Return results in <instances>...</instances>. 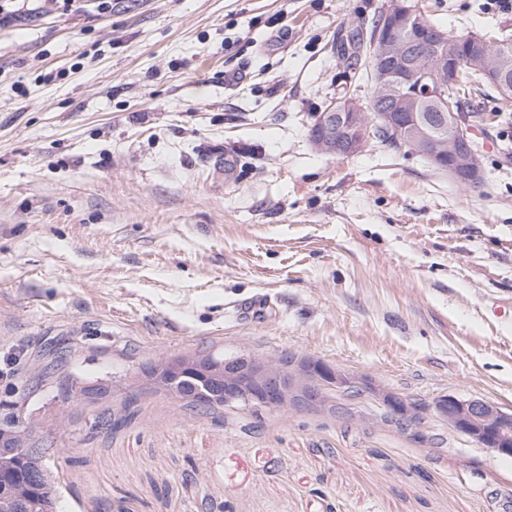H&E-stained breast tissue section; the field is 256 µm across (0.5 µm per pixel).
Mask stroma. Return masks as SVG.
Segmentation results:
<instances>
[{"mask_svg": "<svg viewBox=\"0 0 512 512\" xmlns=\"http://www.w3.org/2000/svg\"><path fill=\"white\" fill-rule=\"evenodd\" d=\"M385 2L25 0L0 24V403L53 448L58 512H512V457L433 414L401 429L383 401L512 409V113L483 99L474 187L377 140H309L331 100H368L330 40ZM418 2L452 33L512 35L488 0ZM244 350L367 391L206 415L131 381ZM70 382L115 390L76 404Z\"/></svg>", "mask_w": 512, "mask_h": 512, "instance_id": "35a3bbf8", "label": "stroma"}]
</instances>
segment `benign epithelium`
I'll return each instance as SVG.
<instances>
[{"label": "benign epithelium", "mask_w": 512, "mask_h": 512, "mask_svg": "<svg viewBox=\"0 0 512 512\" xmlns=\"http://www.w3.org/2000/svg\"><path fill=\"white\" fill-rule=\"evenodd\" d=\"M508 43L480 41L474 48L477 70L495 84L503 99L512 97V83L501 78L499 57ZM456 57L448 55L445 34L421 26L409 0H389L374 43L373 81L380 112L370 120L356 97L338 98L318 114L309 139L319 152L349 155L373 138V126L384 127L410 143L434 167L445 170L464 185L481 176L480 154L468 127L456 125L441 135L437 124L457 118L456 104L448 97V71ZM434 108L432 122L418 117L414 107ZM154 386L195 402L244 403L260 411L306 406H332L331 391L356 382L315 361L294 366L286 355L259 357L241 353L218 359L210 354L166 359L143 369ZM385 403L407 422L436 413L448 426L488 450L512 456V411L480 398L444 395L433 406L387 397ZM29 419L22 414L0 416V462L29 451ZM46 470L33 468L28 483L13 484L0 469V512H56V503L43 495Z\"/></svg>", "instance_id": "1"}]
</instances>
